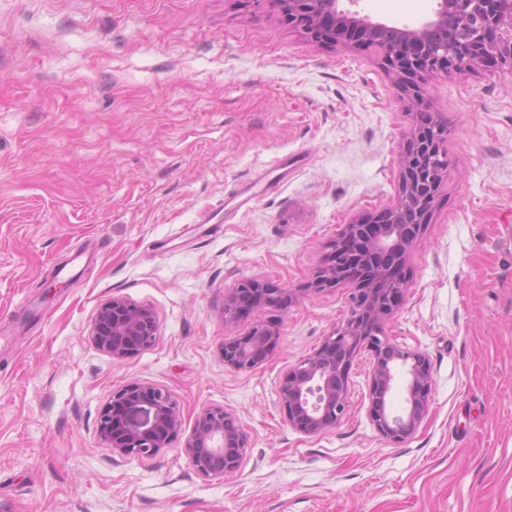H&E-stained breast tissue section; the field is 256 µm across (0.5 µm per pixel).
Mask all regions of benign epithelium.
<instances>
[{"mask_svg":"<svg viewBox=\"0 0 512 512\" xmlns=\"http://www.w3.org/2000/svg\"><path fill=\"white\" fill-rule=\"evenodd\" d=\"M288 23L312 40L341 43L380 53L400 79L412 123L408 147L400 157V185L379 230L364 220L344 225L340 239L317 272L316 291L346 285L351 290L348 316L308 357L288 367L280 398L288 423L308 435L323 433L350 407L348 372L357 353L372 352L369 416L392 443L412 436L429 409L431 375L425 354L404 348L385 334L406 288L401 273L405 256L432 220L448 175L443 144L447 129L435 120L424 127L420 83L425 77L470 71L478 66L512 72V0H436L432 14L416 26L389 25L341 7L342 0H276ZM252 294L255 307L283 305L296 290L249 279L224 292V321L240 318L238 297ZM272 326L255 322L248 334L224 343V365L248 372L272 345ZM157 338L153 311L122 297L103 303L90 329V340L114 361L150 348ZM403 380L400 410L388 406L397 380ZM183 417L171 393L152 384L130 382L112 391L98 421L100 440L112 454L129 459L155 457L182 432ZM248 436L235 416L219 408L201 410L184 450L194 469L209 478L237 470Z\"/></svg>","mask_w":512,"mask_h":512,"instance_id":"1","label":"benign epithelium"}]
</instances>
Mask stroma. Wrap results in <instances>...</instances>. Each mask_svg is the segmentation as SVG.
<instances>
[{"label":"stroma","mask_w":512,"mask_h":512,"mask_svg":"<svg viewBox=\"0 0 512 512\" xmlns=\"http://www.w3.org/2000/svg\"><path fill=\"white\" fill-rule=\"evenodd\" d=\"M435 5L355 9L413 25ZM425 94L448 179L385 332L425 354L429 412L385 439L364 349L349 413L308 435L279 386L349 313L347 286L310 288L330 244L398 195L410 120L393 73L312 42L273 0H0V512H512V75L439 76ZM253 278L300 294L225 323V289ZM113 297L158 326L120 362L88 338ZM256 322L276 329L271 352L225 366ZM131 381L183 412L152 458L98 436ZM206 407L249 437L220 479L183 449Z\"/></svg>","instance_id":"35a3bbf8"}]
</instances>
